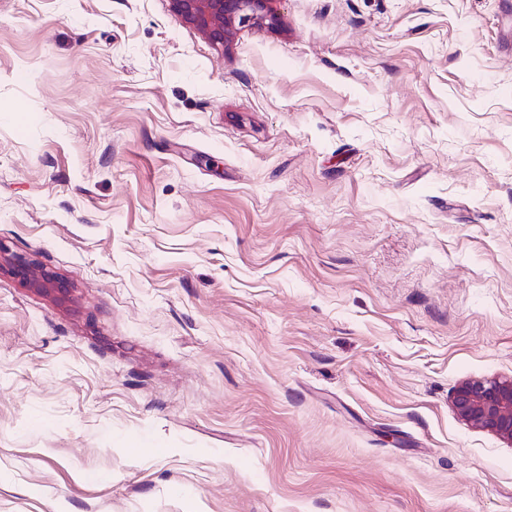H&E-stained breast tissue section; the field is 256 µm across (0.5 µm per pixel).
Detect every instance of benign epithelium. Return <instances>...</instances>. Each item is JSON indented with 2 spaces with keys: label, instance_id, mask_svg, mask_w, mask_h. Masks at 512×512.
<instances>
[{
  "label": "benign epithelium",
  "instance_id": "1",
  "mask_svg": "<svg viewBox=\"0 0 512 512\" xmlns=\"http://www.w3.org/2000/svg\"><path fill=\"white\" fill-rule=\"evenodd\" d=\"M280 0H170L172 9L215 45L225 46L239 27L275 28ZM0 270L20 278L31 290L57 302L69 289L54 272L22 257L0 262ZM451 406L466 424L512 447V377L468 379L451 396Z\"/></svg>",
  "mask_w": 512,
  "mask_h": 512
}]
</instances>
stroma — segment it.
I'll return each mask as SVG.
<instances>
[{"instance_id":"stroma-1","label":"stroma","mask_w":512,"mask_h":512,"mask_svg":"<svg viewBox=\"0 0 512 512\" xmlns=\"http://www.w3.org/2000/svg\"><path fill=\"white\" fill-rule=\"evenodd\" d=\"M0 0V512H512V0ZM281 0H170L172 9L215 45L224 47L239 27L275 28ZM3 248L0 244L1 272H7L19 277L25 286L47 297H52L57 302H63L69 289L65 282L54 272L22 257H9L2 259ZM3 260V261H2ZM451 406L466 424L512 447V377L465 380L455 388Z\"/></svg>"}]
</instances>
